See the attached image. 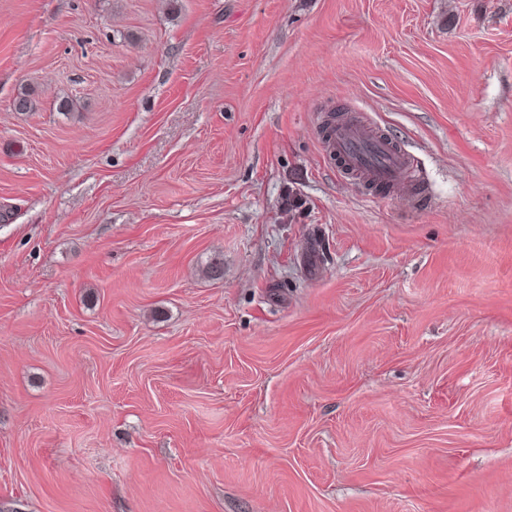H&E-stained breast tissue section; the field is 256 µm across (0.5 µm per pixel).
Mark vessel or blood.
Returning a JSON list of instances; mask_svg holds the SVG:
<instances>
[{
	"label": "vessel or blood",
	"mask_w": 512,
	"mask_h": 512,
	"mask_svg": "<svg viewBox=\"0 0 512 512\" xmlns=\"http://www.w3.org/2000/svg\"><path fill=\"white\" fill-rule=\"evenodd\" d=\"M326 148L344 172L365 183L391 190L414 177L406 154L359 120L337 126L327 140Z\"/></svg>",
	"instance_id": "vessel-or-blood-1"
}]
</instances>
